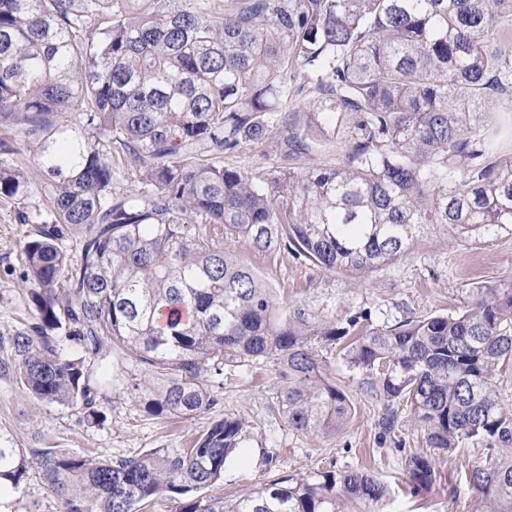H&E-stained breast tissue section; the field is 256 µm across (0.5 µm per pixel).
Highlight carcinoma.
<instances>
[{"label":"carcinoma","mask_w":512,"mask_h":512,"mask_svg":"<svg viewBox=\"0 0 512 512\" xmlns=\"http://www.w3.org/2000/svg\"><path fill=\"white\" fill-rule=\"evenodd\" d=\"M179 2L0 0V125L24 114L48 177L49 219L23 247L34 323L10 339L21 385L94 426L124 392L153 418L184 419L217 404L211 377L255 364L288 429L325 434L352 413L320 355L338 346L383 407L381 446L402 448L407 422L429 448L495 443L470 482L489 512H512V402L499 388L512 280L454 315L389 323L327 279L318 300L288 304L224 249L233 236L282 245L326 274L362 276L432 230L512 235V169L492 123L512 110V0H245L222 17ZM75 107L81 127L51 120ZM342 128L335 166L271 183L198 162L273 138L299 159ZM114 143L152 190L112 193ZM27 188V172L0 161V196ZM255 435L228 413L189 448L115 461L31 457L0 437V493L36 466L65 512H144L164 494L186 498L180 512H385L388 487L367 469L274 476L232 502L198 496ZM405 469L414 495L435 480L424 452Z\"/></svg>","instance_id":"obj_1"}]
</instances>
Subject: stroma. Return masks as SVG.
I'll list each match as a JSON object with an SVG mask.
<instances>
[{
	"instance_id": "1",
	"label": "stroma",
	"mask_w": 512,
	"mask_h": 512,
	"mask_svg": "<svg viewBox=\"0 0 512 512\" xmlns=\"http://www.w3.org/2000/svg\"><path fill=\"white\" fill-rule=\"evenodd\" d=\"M14 151L10 164L26 170L31 178L23 204L0 199V358L9 350L3 341L32 322L29 294L22 286V248L33 235L34 225L21 223L20 212H45V177L37 162V145L21 128H13ZM339 143L313 145L310 156H285L273 140L248 144L231 154L220 155L221 164L248 172L270 182L281 173L304 166L332 165L339 159ZM226 247L276 289L280 299H307L310 285L324 276L310 262L297 259L286 249L262 252L244 240L229 239ZM512 278V235L478 241L452 232H436L411 249L409 255L382 268L354 278L336 275V290L345 291L356 304L380 308L386 319L458 312L477 288ZM332 376L348 394L353 410L346 424L330 435H299L289 431L274 407L273 379L269 372L246 367H225L229 380L215 385L218 404L207 413L178 420L156 419L140 411L129 395L113 396L105 408L103 425L83 422L73 409L47 405L29 397L15 376L0 374V432L17 448H57L93 451L106 459L130 457L154 448H184L198 433L224 414L236 413L251 421L262 440L249 448L243 462L232 464L224 476L225 497L250 493L270 475L263 461L264 446H272L277 466L287 472L307 474L322 469H368L386 482L391 491V512H481L482 503L468 480L475 466L484 465L491 452L475 440L452 450L427 448L422 428L405 430L407 452L428 451L436 479L430 490L411 497L405 483L402 454L380 447L377 421L381 406L364 395L357 376L338 350L322 351ZM405 451V452H406ZM13 512H64L63 505L46 487L40 469L31 468L22 486L8 496Z\"/></svg>"
}]
</instances>
